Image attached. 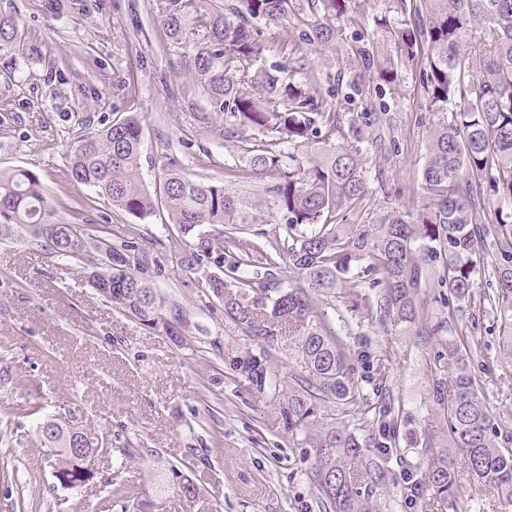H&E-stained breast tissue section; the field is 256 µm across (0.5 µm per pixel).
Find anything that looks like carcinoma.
<instances>
[{
  "label": "carcinoma",
  "mask_w": 512,
  "mask_h": 512,
  "mask_svg": "<svg viewBox=\"0 0 512 512\" xmlns=\"http://www.w3.org/2000/svg\"><path fill=\"white\" fill-rule=\"evenodd\" d=\"M357 0H168L161 21L171 40L191 48L189 74L215 112L251 131L240 146L244 168L229 173L273 174L263 196L207 184L169 168L148 190L139 179L143 135L127 117L78 139L72 147L70 177L140 220L167 213L175 229L181 262L190 270L211 257V241L198 229L222 226L220 274L206 277L207 294L224 300V315L258 350L245 351L235 370L256 392L277 403L285 430L303 434L310 448L309 485L320 512H377L374 489L384 482L396 447L397 419L379 411V434L336 424L316 433L309 425L324 419L329 404L345 413L365 397L354 357L332 319L314 298L361 279L379 289L365 311L415 336L439 337L430 362L432 402L440 427L425 434L431 464L414 491L432 492L433 501L452 512H473L468 484L477 481L512 507V446L498 442V430L470 368V354L455 338V321L476 285L485 240L496 237L499 252L494 308L503 343L512 353V0H389L391 16L378 30L394 42L396 56L362 46V66L377 79L394 83L399 66L425 55L422 88L427 110L437 116L429 135L423 170L427 202L414 216L393 210L376 224H348L369 188L363 144L366 121H349L353 144H332L336 104L319 102L297 76L303 61L266 67L258 24L282 23L307 13L316 17L302 31L305 45L330 43L342 34L336 22L364 41L354 15ZM21 30L0 16V56L19 50ZM314 148L302 161L289 148ZM46 198L39 177L26 169L0 172V227H26L34 241L58 235L66 244L56 256L78 258L82 224H47ZM282 216L283 233L246 239L253 225ZM291 244H282V238ZM301 285L282 286V255ZM263 265L272 288H258L250 268ZM132 267L92 265L89 282L112 289V303L142 325L162 321L154 289ZM440 295L448 316L429 325L421 314L425 295ZM285 354L300 367L294 385L283 389L270 365ZM44 461L60 488L77 491L88 481L84 462L50 453Z\"/></svg>",
  "instance_id": "1"
}]
</instances>
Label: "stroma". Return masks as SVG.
<instances>
[{
    "label": "stroma",
    "instance_id": "stroma-1",
    "mask_svg": "<svg viewBox=\"0 0 512 512\" xmlns=\"http://www.w3.org/2000/svg\"><path fill=\"white\" fill-rule=\"evenodd\" d=\"M162 8V0H57L50 12L46 0H0V13L15 17L23 33L19 51L0 59V171L38 175L49 223L89 224L113 246L143 251L140 275L155 288L165 323L179 330L173 337L164 326L139 324L99 297L87 283L97 251L66 260L21 227L0 234V512H136L143 493L156 512H319L306 477L308 448L233 370L234 359L258 342L206 295L204 275L215 264L185 269L166 215L139 220L69 176L78 137L133 116L144 136L143 185L170 167L229 185L238 142L250 132L209 106L187 73V49L160 21ZM309 21L262 26L265 64L304 54L315 96L336 95L341 124L387 105L376 126L382 140L368 152L383 178L370 180L360 215L372 224L393 209L415 214L432 120L422 60L379 87L359 65L351 36L300 47ZM497 263L495 246H486L457 334L493 422L512 432V354L485 298L495 290ZM375 296L367 283H349L318 304L347 320L348 345L367 355L360 374L373 375L378 361L385 367V393L367 395L370 406L399 414L397 454L375 490L382 512H429L424 498L412 496L410 478L428 468L423 437L438 423L427 366L438 344L354 308ZM29 406L39 415L26 414ZM54 415L101 443L94 476L78 493L56 488L43 459L37 419ZM129 445L135 457L125 456ZM173 465L197 482L194 502L177 495Z\"/></svg>",
    "mask_w": 512,
    "mask_h": 512
}]
</instances>
